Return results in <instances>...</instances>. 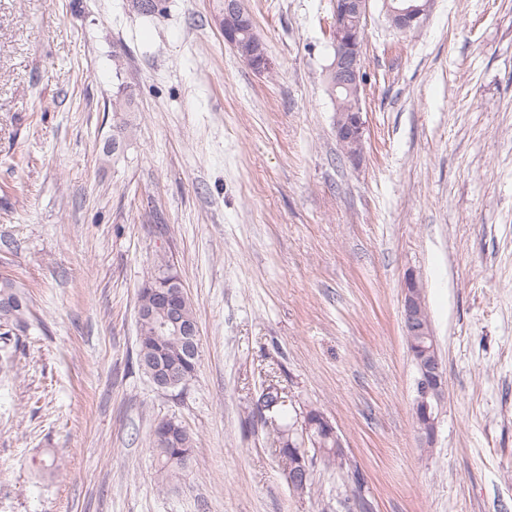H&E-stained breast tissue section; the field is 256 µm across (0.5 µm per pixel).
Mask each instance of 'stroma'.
<instances>
[{"label": "stroma", "mask_w": 512, "mask_h": 512, "mask_svg": "<svg viewBox=\"0 0 512 512\" xmlns=\"http://www.w3.org/2000/svg\"><path fill=\"white\" fill-rule=\"evenodd\" d=\"M244 4L265 74L219 0H0V275L35 315L0 372V512H512V0H433L408 37L372 0L357 163L333 132L332 0ZM160 256L200 327L175 391L136 360ZM411 271L448 381L429 449ZM271 384L284 411L256 413ZM311 408L347 464L298 493L276 431ZM166 419L195 443L165 485ZM219 26L224 30V41L257 72L269 69L267 50L260 43L245 45L237 38L239 28L251 24V15L245 10L241 0L224 1V13L217 15ZM402 317L408 336L407 346L410 351V336H432V326L425 306L423 290L413 273H409L403 283Z\"/></svg>", "instance_id": "stroma-1"}]
</instances>
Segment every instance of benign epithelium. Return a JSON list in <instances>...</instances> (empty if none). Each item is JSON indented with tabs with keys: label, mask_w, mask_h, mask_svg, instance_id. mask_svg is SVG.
Masks as SVG:
<instances>
[{
	"label": "benign epithelium",
	"mask_w": 512,
	"mask_h": 512,
	"mask_svg": "<svg viewBox=\"0 0 512 512\" xmlns=\"http://www.w3.org/2000/svg\"><path fill=\"white\" fill-rule=\"evenodd\" d=\"M371 0H333L331 40L332 59L328 67L332 89L346 94L334 96L336 107L333 129L343 154L358 161L364 150L365 125L362 119L361 93L364 85L362 71V44L365 23ZM432 0H406L397 4L384 0L387 17L392 27L408 34L420 25L430 11ZM219 26L224 30V41L257 72L269 69L267 50L260 43L245 45L238 41L239 28L251 24V15L242 0H224V12L217 15ZM402 317L409 336H430L432 326L425 306L423 290L417 277L410 273L403 283ZM186 299L185 286L178 277L158 279L149 289L147 301L138 306V319L149 318L154 310L165 314V332L181 336L193 342L198 336V324L183 314ZM447 377L439 356L438 347L423 349L416 362L415 397L413 409L416 432L420 447L434 446L440 416L446 401ZM288 484L303 492L311 479V473L303 460L288 462L285 469Z\"/></svg>",
	"instance_id": "obj_1"
}]
</instances>
